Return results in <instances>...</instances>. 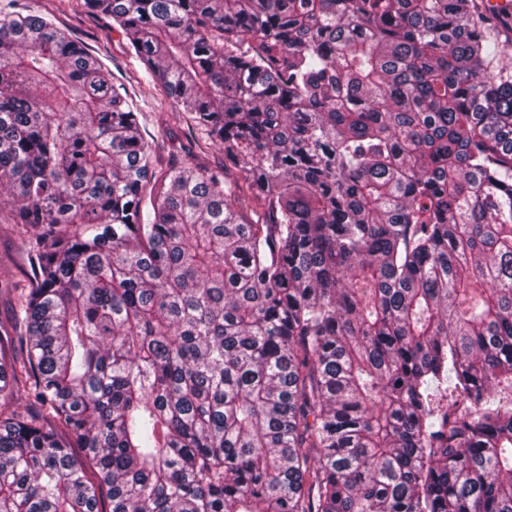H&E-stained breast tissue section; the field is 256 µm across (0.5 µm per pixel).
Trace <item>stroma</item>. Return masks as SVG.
<instances>
[{
  "label": "stroma",
  "mask_w": 512,
  "mask_h": 512,
  "mask_svg": "<svg viewBox=\"0 0 512 512\" xmlns=\"http://www.w3.org/2000/svg\"><path fill=\"white\" fill-rule=\"evenodd\" d=\"M35 10L52 15L61 29L82 42L91 54L112 71L115 83L124 85L140 113V124L149 134L163 140L169 151L181 152L190 141L201 143L196 161L209 168L224 165V153L209 145L204 131L189 113L179 112L175 102L167 100L160 87L144 78L141 62L126 52V39L113 29L109 19L89 14L83 0H26ZM179 120H169L171 112ZM24 234L11 222L8 204L0 201V321H8L16 291L28 284Z\"/></svg>",
  "instance_id": "35a3bbf8"
}]
</instances>
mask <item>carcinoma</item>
Returning a JSON list of instances; mask_svg holds the SVG:
<instances>
[{"instance_id":"1","label":"carcinoma","mask_w":512,"mask_h":512,"mask_svg":"<svg viewBox=\"0 0 512 512\" xmlns=\"http://www.w3.org/2000/svg\"><path fill=\"white\" fill-rule=\"evenodd\" d=\"M84 5L235 173L157 167L104 63L0 15V192L33 230L0 512H512V20Z\"/></svg>"}]
</instances>
